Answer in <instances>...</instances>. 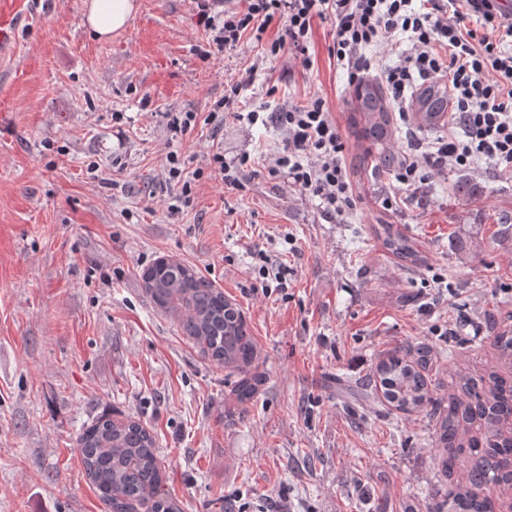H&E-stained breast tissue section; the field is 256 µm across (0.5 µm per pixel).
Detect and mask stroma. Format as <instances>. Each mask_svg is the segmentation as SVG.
Here are the masks:
<instances>
[{"label": "stroma", "instance_id": "35a3bbf8", "mask_svg": "<svg viewBox=\"0 0 512 512\" xmlns=\"http://www.w3.org/2000/svg\"><path fill=\"white\" fill-rule=\"evenodd\" d=\"M137 3L126 29L100 41L85 0H25L0 55L12 104L0 120V512H105L76 445L104 414L153 430L177 512H427L445 483L428 415L349 392L408 344L431 347L443 392L454 369L512 372L488 324L512 326V234L497 223L512 216V178L486 163L435 172L424 207L387 210L392 172L352 167L362 146L330 22L314 27L307 70L288 56L259 63L248 38L204 58L195 0ZM238 80L257 123H206ZM312 96L328 101L359 196L333 220L267 168L287 140L271 112ZM172 112L200 121L180 134ZM216 151L253 157L243 188L202 175ZM172 152L194 196L177 214ZM462 179L479 200L452 195ZM377 224L419 238L425 262L397 264ZM162 255L201 271L250 324L264 382L235 421L224 419L231 375L140 288ZM264 262L287 267L284 287L260 278ZM464 316L472 326L452 333Z\"/></svg>", "mask_w": 512, "mask_h": 512}]
</instances>
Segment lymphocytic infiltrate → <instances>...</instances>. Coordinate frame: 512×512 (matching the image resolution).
<instances>
[{"instance_id":"obj_1","label":"lymphocytic infiltrate","mask_w":512,"mask_h":512,"mask_svg":"<svg viewBox=\"0 0 512 512\" xmlns=\"http://www.w3.org/2000/svg\"><path fill=\"white\" fill-rule=\"evenodd\" d=\"M429 2L426 12L415 10L412 0H244L243 7L221 11L217 0H197V8L208 34L205 57L235 50L247 36L267 56H302L308 70L314 20H332L330 54L349 82L378 79L398 112L406 148L394 180L412 202L433 171L471 169L486 160L512 173V18L494 0ZM403 33L411 52L375 70L365 48ZM441 78L449 81V133L428 139L411 123L407 97ZM272 118L288 130L272 174L318 197L327 218L353 209L346 145L326 99L281 107Z\"/></svg>"}]
</instances>
